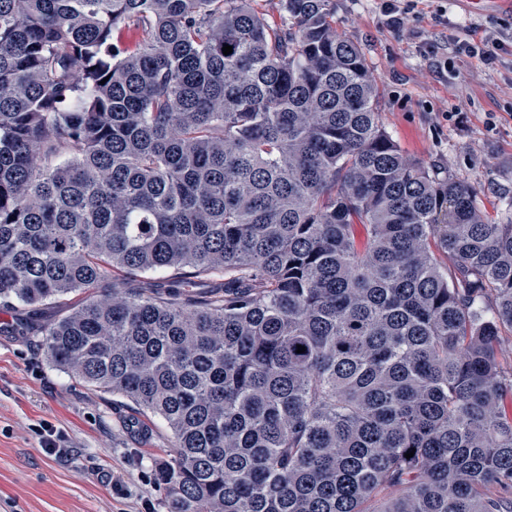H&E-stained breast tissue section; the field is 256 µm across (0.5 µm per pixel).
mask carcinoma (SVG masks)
Masks as SVG:
<instances>
[{
    "mask_svg": "<svg viewBox=\"0 0 512 512\" xmlns=\"http://www.w3.org/2000/svg\"><path fill=\"white\" fill-rule=\"evenodd\" d=\"M251 2L0 0V300L76 296L45 354L166 421L168 512H512V219L403 155L332 0ZM139 39V30L136 26L121 25L112 32L110 43L112 46L123 52L132 51L136 48Z\"/></svg>",
    "mask_w": 512,
    "mask_h": 512,
    "instance_id": "1",
    "label": "carcinoma"
}]
</instances>
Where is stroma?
Returning <instances> with one entry per match:
<instances>
[{"label":"stroma","mask_w":512,"mask_h":512,"mask_svg":"<svg viewBox=\"0 0 512 512\" xmlns=\"http://www.w3.org/2000/svg\"><path fill=\"white\" fill-rule=\"evenodd\" d=\"M336 25L362 50L378 84L380 121L409 158L476 189L489 222L512 219V60L457 53L454 37L512 28L504 0H448L390 30L380 0H333ZM67 301L31 312L0 302V512H168L157 468L171 457L163 418L88 387L54 367L38 328ZM24 320L28 331L11 325ZM66 435L71 453L48 455L33 427Z\"/></svg>","instance_id":"stroma-1"}]
</instances>
